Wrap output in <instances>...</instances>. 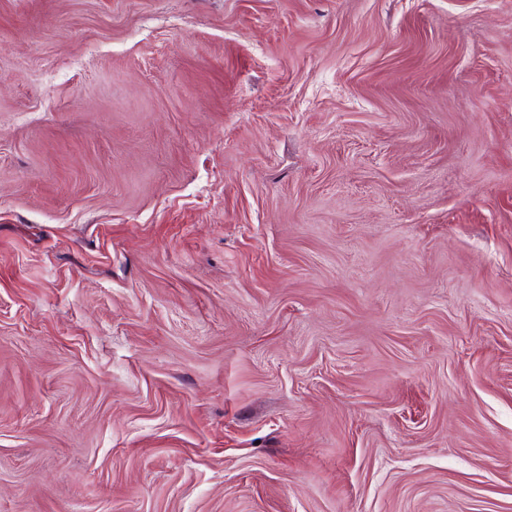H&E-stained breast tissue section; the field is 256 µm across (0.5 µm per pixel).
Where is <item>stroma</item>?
<instances>
[{"instance_id":"stroma-1","label":"stroma","mask_w":512,"mask_h":512,"mask_svg":"<svg viewBox=\"0 0 512 512\" xmlns=\"http://www.w3.org/2000/svg\"><path fill=\"white\" fill-rule=\"evenodd\" d=\"M0 512H512V0H0Z\"/></svg>"}]
</instances>
